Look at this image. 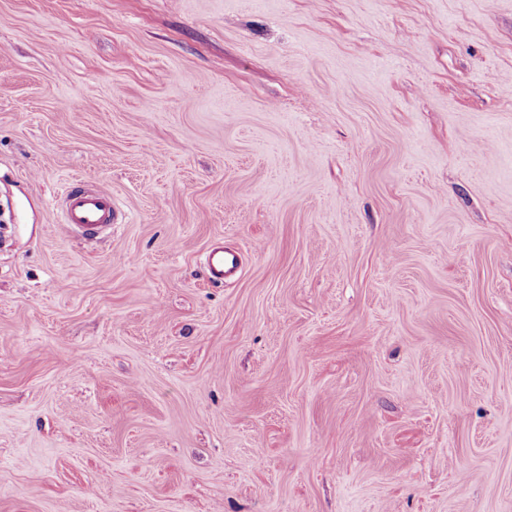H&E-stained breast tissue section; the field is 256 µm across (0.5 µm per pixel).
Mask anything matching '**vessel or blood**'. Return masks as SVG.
I'll return each instance as SVG.
<instances>
[{"label": "vessel or blood", "mask_w": 512, "mask_h": 512, "mask_svg": "<svg viewBox=\"0 0 512 512\" xmlns=\"http://www.w3.org/2000/svg\"><path fill=\"white\" fill-rule=\"evenodd\" d=\"M67 224L82 236L93 239L113 224L119 223L120 213L110 192L101 188L77 185L67 189L59 199ZM204 269L216 282L239 275L242 269L241 254L217 246L205 256Z\"/></svg>", "instance_id": "vessel-or-blood-1"}]
</instances>
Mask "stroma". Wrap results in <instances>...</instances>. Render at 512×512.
Returning a JSON list of instances; mask_svg holds the SVG:
<instances>
[{
    "label": "stroma",
    "instance_id": "obj_1",
    "mask_svg": "<svg viewBox=\"0 0 512 512\" xmlns=\"http://www.w3.org/2000/svg\"><path fill=\"white\" fill-rule=\"evenodd\" d=\"M0 512H512V0H0ZM66 224L82 236L93 239L120 224L119 210L112 194L102 188H88L84 183L67 189L59 199ZM204 269L215 282L235 278L242 269L241 254L236 250L224 251V246H216L206 254Z\"/></svg>",
    "mask_w": 512,
    "mask_h": 512
}]
</instances>
